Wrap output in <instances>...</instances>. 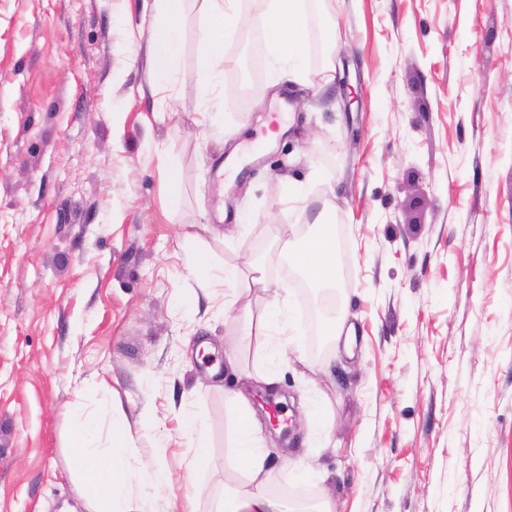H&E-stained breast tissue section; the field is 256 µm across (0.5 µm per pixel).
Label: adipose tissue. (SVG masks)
<instances>
[{"mask_svg":"<svg viewBox=\"0 0 512 512\" xmlns=\"http://www.w3.org/2000/svg\"><path fill=\"white\" fill-rule=\"evenodd\" d=\"M238 0H158L154 23L149 36L151 65L157 75H168L175 67L182 49V16L193 8L206 22L205 37L212 49L215 63L224 59L225 34L242 22ZM256 21L265 30L275 62L287 65L294 78L307 74L304 52L307 32L303 21L304 0H258ZM335 210L323 204L314 217L304 242L288 255V262L304 278L319 288L335 287L340 277L336 264L334 224ZM232 415L237 439L236 457L255 484L246 488L230 486L219 499L214 512H289L286 501L270 495L263 487L267 474V458L259 446L252 413L243 392L230 393ZM93 426L76 421L72 438L79 449L73 465L94 493L99 506L96 512H126L124 492L130 476L113 450L92 447Z\"/></svg>","mask_w":512,"mask_h":512,"instance_id":"1","label":"adipose tissue"}]
</instances>
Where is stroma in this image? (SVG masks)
Masks as SVG:
<instances>
[{
  "label": "stroma",
  "mask_w": 512,
  "mask_h": 512,
  "mask_svg": "<svg viewBox=\"0 0 512 512\" xmlns=\"http://www.w3.org/2000/svg\"><path fill=\"white\" fill-rule=\"evenodd\" d=\"M239 8L204 104L194 10L159 81L144 0H0V512H89L80 416L103 448L126 422L133 475L170 474L130 480L128 512H211L247 481L229 349L288 394L289 437L256 418L269 493L512 512V0H332L336 57L309 14L307 86L276 76L255 0ZM305 182L310 209L336 210L349 354L313 353L314 289L288 265L309 227L283 193ZM274 296L297 321L282 352L243 337ZM190 412L211 449L198 466Z\"/></svg>",
  "instance_id": "1"
}]
</instances>
